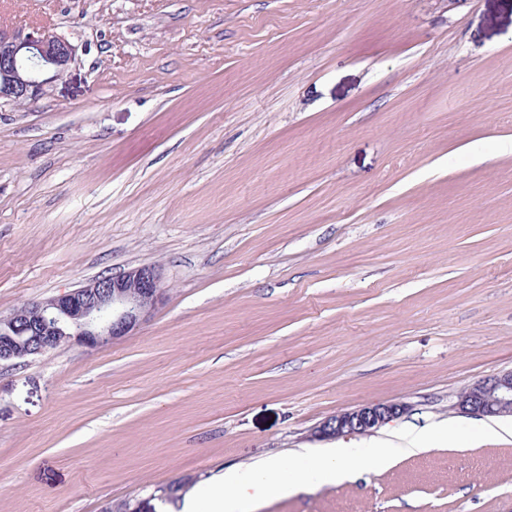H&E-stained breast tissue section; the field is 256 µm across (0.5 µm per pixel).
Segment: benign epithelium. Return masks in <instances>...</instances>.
<instances>
[{
	"mask_svg": "<svg viewBox=\"0 0 512 512\" xmlns=\"http://www.w3.org/2000/svg\"><path fill=\"white\" fill-rule=\"evenodd\" d=\"M77 46L44 30L0 27V106L36 100L77 60ZM160 270L133 267L100 276L0 319V362L40 356L63 343L103 348L132 334L163 300ZM454 409L476 418H512V370L478 381L457 395ZM408 410L402 402L342 410L313 431L319 438L370 435Z\"/></svg>",
	"mask_w": 512,
	"mask_h": 512,
	"instance_id": "benign-epithelium-1",
	"label": "benign epithelium"
}]
</instances>
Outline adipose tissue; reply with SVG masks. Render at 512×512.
I'll return each mask as SVG.
<instances>
[{
	"label": "adipose tissue",
	"instance_id": "1",
	"mask_svg": "<svg viewBox=\"0 0 512 512\" xmlns=\"http://www.w3.org/2000/svg\"><path fill=\"white\" fill-rule=\"evenodd\" d=\"M353 456L350 448H327L317 460L303 465L271 458L250 468L230 470L185 499L182 512H251L257 500L292 489L294 476L310 483L350 479Z\"/></svg>",
	"mask_w": 512,
	"mask_h": 512
}]
</instances>
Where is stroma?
<instances>
[{
    "mask_svg": "<svg viewBox=\"0 0 512 512\" xmlns=\"http://www.w3.org/2000/svg\"><path fill=\"white\" fill-rule=\"evenodd\" d=\"M79 58L0 108V318L158 266L102 349L0 364V512L372 441L387 469L255 512H512V0H0ZM403 402L373 436L336 412ZM423 433L428 448L400 449ZM454 409L476 418H512V370L478 381L457 395ZM407 410L408 406L402 402L366 403L327 418L313 434L319 438L370 435Z\"/></svg>",
    "mask_w": 512,
    "mask_h": 512,
    "instance_id": "stroma-1",
    "label": "stroma"
}]
</instances>
